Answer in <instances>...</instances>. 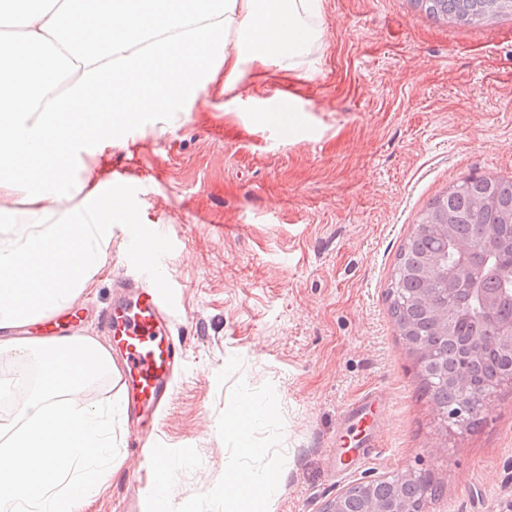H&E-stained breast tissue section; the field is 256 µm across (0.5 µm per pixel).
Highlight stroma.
Here are the masks:
<instances>
[{
  "mask_svg": "<svg viewBox=\"0 0 512 512\" xmlns=\"http://www.w3.org/2000/svg\"><path fill=\"white\" fill-rule=\"evenodd\" d=\"M323 21L305 79L271 71L242 76L229 95L208 88L175 117L146 119L134 154L111 149L103 176L128 186L136 221L112 224L109 266L76 301L81 333L98 336L114 282L134 272L141 227L158 226L183 357L155 431L128 410L121 379L80 391L82 405L122 409V464L88 512H146L137 437L198 451L174 504L210 491L228 462L218 415L241 379L272 383L284 417L287 475L269 512H323L348 485L406 470L442 487L425 512H512V385L475 431L445 435L385 300L429 201L472 175L512 177V17L467 25L434 21L412 0H325ZM290 88L303 108L296 131L265 115ZM368 392L383 451L336 475L329 450L354 432L341 413Z\"/></svg>",
  "mask_w": 512,
  "mask_h": 512,
  "instance_id": "1",
  "label": "stroma"
}]
</instances>
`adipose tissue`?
Masks as SVG:
<instances>
[{"instance_id": "obj_1", "label": "adipose tissue", "mask_w": 512, "mask_h": 512, "mask_svg": "<svg viewBox=\"0 0 512 512\" xmlns=\"http://www.w3.org/2000/svg\"><path fill=\"white\" fill-rule=\"evenodd\" d=\"M324 0H0V234L48 233L0 249V331L48 322L108 265L112 220L99 178L115 139L134 151L142 121L178 112L244 71L299 72L321 42ZM94 161L84 179L71 159ZM41 374L0 423V512H83L112 467V411L59 400L118 368L89 336L42 342Z\"/></svg>"}]
</instances>
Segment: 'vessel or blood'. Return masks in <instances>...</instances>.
<instances>
[{"mask_svg": "<svg viewBox=\"0 0 512 512\" xmlns=\"http://www.w3.org/2000/svg\"><path fill=\"white\" fill-rule=\"evenodd\" d=\"M166 237L156 229L142 230L136 248L137 275L129 284V301L112 306L103 316L112 347L120 356L118 365L132 400L142 410L143 420H151V408L168 395V377L182 356L168 329L162 325L170 295L159 278V269L168 253ZM372 396L349 404L344 418L357 419L360 429L372 428ZM379 452L375 444L363 448L350 442L336 450V471L344 473Z\"/></svg>", "mask_w": 512, "mask_h": 512, "instance_id": "b4317fda", "label": "vessel or blood"}]
</instances>
